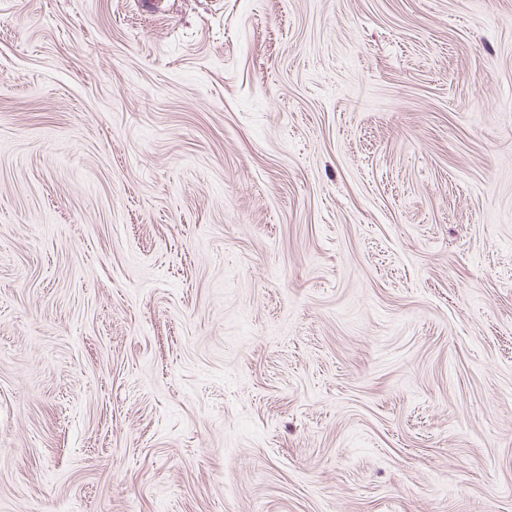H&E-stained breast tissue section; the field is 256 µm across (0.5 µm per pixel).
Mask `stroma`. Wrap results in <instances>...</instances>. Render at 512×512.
Here are the masks:
<instances>
[{
    "label": "stroma",
    "mask_w": 512,
    "mask_h": 512,
    "mask_svg": "<svg viewBox=\"0 0 512 512\" xmlns=\"http://www.w3.org/2000/svg\"><path fill=\"white\" fill-rule=\"evenodd\" d=\"M0 512H512V0H0Z\"/></svg>",
    "instance_id": "obj_1"
}]
</instances>
